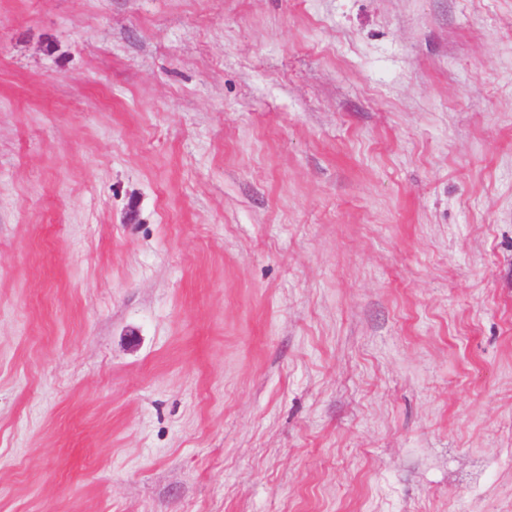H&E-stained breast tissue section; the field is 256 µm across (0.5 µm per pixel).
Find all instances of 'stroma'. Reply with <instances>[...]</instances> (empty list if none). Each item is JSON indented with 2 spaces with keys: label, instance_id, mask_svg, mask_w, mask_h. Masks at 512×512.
<instances>
[{
  "label": "stroma",
  "instance_id": "35a3bbf8",
  "mask_svg": "<svg viewBox=\"0 0 512 512\" xmlns=\"http://www.w3.org/2000/svg\"><path fill=\"white\" fill-rule=\"evenodd\" d=\"M0 512H512V0H0Z\"/></svg>",
  "mask_w": 512,
  "mask_h": 512
}]
</instances>
